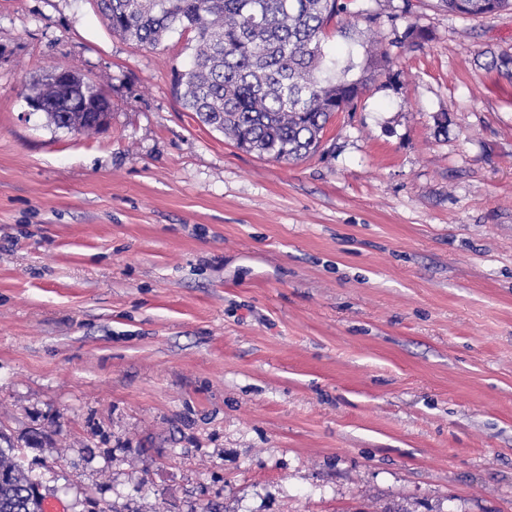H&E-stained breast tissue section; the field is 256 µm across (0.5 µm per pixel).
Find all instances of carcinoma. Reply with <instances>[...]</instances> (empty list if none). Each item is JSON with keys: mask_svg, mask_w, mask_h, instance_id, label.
Instances as JSON below:
<instances>
[{"mask_svg": "<svg viewBox=\"0 0 512 512\" xmlns=\"http://www.w3.org/2000/svg\"><path fill=\"white\" fill-rule=\"evenodd\" d=\"M451 14L476 16L512 8V0H439ZM112 33L146 47L160 45L176 28L193 33L192 58L174 70L173 89L200 122L242 150L277 161L317 153L338 112L353 110L362 95L391 72V48L421 43L429 34L414 25L365 50L353 47L378 16L349 14L347 0H98ZM343 51H325L330 26ZM60 67L45 70L26 100L40 105L49 125L70 133L102 125L109 100L90 80ZM44 497L21 463L20 446L0 430V512H44Z\"/></svg>", "mask_w": 512, "mask_h": 512, "instance_id": "carcinoma-1", "label": "carcinoma"}]
</instances>
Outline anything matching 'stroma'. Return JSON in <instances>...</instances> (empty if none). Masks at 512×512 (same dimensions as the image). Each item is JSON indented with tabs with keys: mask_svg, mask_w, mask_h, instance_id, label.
<instances>
[{
	"mask_svg": "<svg viewBox=\"0 0 512 512\" xmlns=\"http://www.w3.org/2000/svg\"><path fill=\"white\" fill-rule=\"evenodd\" d=\"M350 8L431 39L286 163L183 109L191 33L0 0V427L64 512H512V9ZM69 77L64 81L59 72ZM104 92L90 80L60 67L45 70L40 79L28 87V106L43 112L49 125L67 132H84L103 125L108 119L110 103ZM35 102V103H33ZM104 121H99V116Z\"/></svg>",
	"mask_w": 512,
	"mask_h": 512,
	"instance_id": "1",
	"label": "stroma"
}]
</instances>
